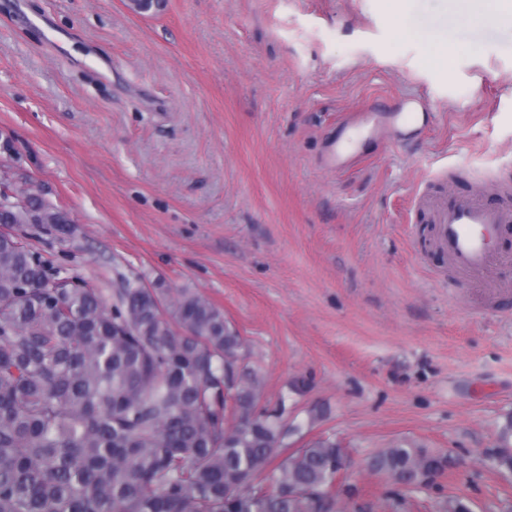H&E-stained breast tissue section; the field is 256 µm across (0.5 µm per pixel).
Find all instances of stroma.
Segmentation results:
<instances>
[{
	"label": "stroma",
	"mask_w": 512,
	"mask_h": 512,
	"mask_svg": "<svg viewBox=\"0 0 512 512\" xmlns=\"http://www.w3.org/2000/svg\"><path fill=\"white\" fill-rule=\"evenodd\" d=\"M410 8L450 68L395 39L383 0H0V190L69 221L5 230L104 300L125 279L207 298L266 400L346 446L363 512L392 510L361 460L401 439L451 461L406 512H512L488 463L512 414V232L466 278L434 222L448 194L512 181V24ZM410 94L429 131L321 167L341 113Z\"/></svg>",
	"instance_id": "obj_1"
}]
</instances>
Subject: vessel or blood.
<instances>
[{
  "mask_svg": "<svg viewBox=\"0 0 512 512\" xmlns=\"http://www.w3.org/2000/svg\"><path fill=\"white\" fill-rule=\"evenodd\" d=\"M433 117L431 105L415 95L392 106H364L344 118V136L329 143L321 164L331 170L347 166L358 159L359 144L367 138H384L394 143L416 139ZM438 224L449 263L461 272H477L490 264L504 227L512 224V207L452 198L441 209Z\"/></svg>",
  "mask_w": 512,
  "mask_h": 512,
  "instance_id": "vessel-or-blood-1",
  "label": "vessel or blood"
}]
</instances>
